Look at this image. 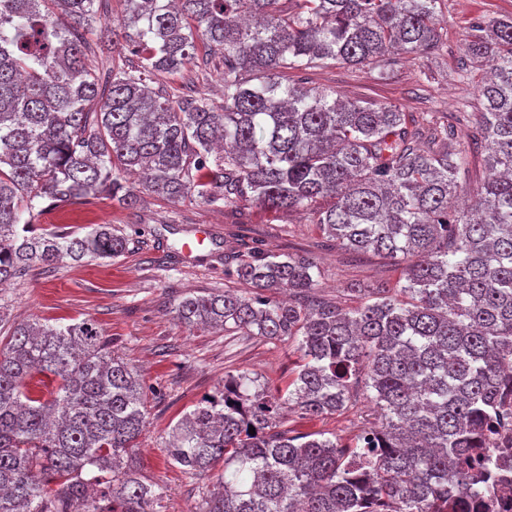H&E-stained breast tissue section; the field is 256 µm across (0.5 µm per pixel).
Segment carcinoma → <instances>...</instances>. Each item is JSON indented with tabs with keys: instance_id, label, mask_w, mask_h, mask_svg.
<instances>
[{
	"instance_id": "obj_1",
	"label": "carcinoma",
	"mask_w": 512,
	"mask_h": 512,
	"mask_svg": "<svg viewBox=\"0 0 512 512\" xmlns=\"http://www.w3.org/2000/svg\"><path fill=\"white\" fill-rule=\"evenodd\" d=\"M96 0H0V284L33 264L113 259L128 237L35 231L54 207L105 196L135 208L125 174L168 200L306 210L336 247L401 268L394 283L317 297L306 254L257 248L234 276L250 293L182 299L177 319L292 340L301 362L283 390L247 372L171 430L190 477L222 468L198 512H456L505 482L487 445L512 371V17H481L462 47L489 79L479 112L415 118L392 104L295 86L332 62L383 79L398 55L443 42L439 0H125L120 28ZM120 52L105 76L87 51ZM221 65L223 103L163 97L150 82L198 61ZM489 145L476 207L448 211L475 159L457 124ZM377 408L371 444L277 430L343 409L359 380ZM145 392L90 320L17 323L0 343V512H159L162 489L131 453ZM255 433H249V427Z\"/></svg>"
}]
</instances>
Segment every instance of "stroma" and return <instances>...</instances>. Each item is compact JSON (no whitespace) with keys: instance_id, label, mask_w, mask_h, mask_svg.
I'll use <instances>...</instances> for the list:
<instances>
[{"instance_id":"1","label":"stroma","mask_w":512,"mask_h":512,"mask_svg":"<svg viewBox=\"0 0 512 512\" xmlns=\"http://www.w3.org/2000/svg\"><path fill=\"white\" fill-rule=\"evenodd\" d=\"M512 17V0H441L439 17L443 48L437 54L405 60L387 78L377 72L339 65L311 74L310 79L352 98L400 106L406 112H454L462 101L477 105V87L485 70L469 67L468 83H458L466 65L461 45L480 17ZM217 68L191 67L164 76L156 87L163 96L194 91L220 100ZM79 232L92 224H109L130 239L128 251L113 260L29 268L21 278L0 284V306L12 321L72 324L95 321L113 353L139 375L148 401V426L134 461L146 481L164 491L161 512H194L214 480L192 479L168 461L169 429L205 396L224 385L225 373L247 371L269 387H285L294 376L298 354L293 343L260 336L227 334L211 328H189L173 309L183 298L215 289L246 291L226 267L242 255L245 241L273 253H311L320 270L317 293L326 301L354 307L345 289L352 284L396 280L397 268L374 254L355 256L326 241L309 212L270 214L243 202L228 208L194 197L176 201L145 196L134 209L98 198L74 208ZM210 237L195 261L182 252L199 226ZM374 420L364 385L352 390L343 410L316 419L291 412L279 429L296 433L324 432L340 444L355 443Z\"/></svg>"}]
</instances>
